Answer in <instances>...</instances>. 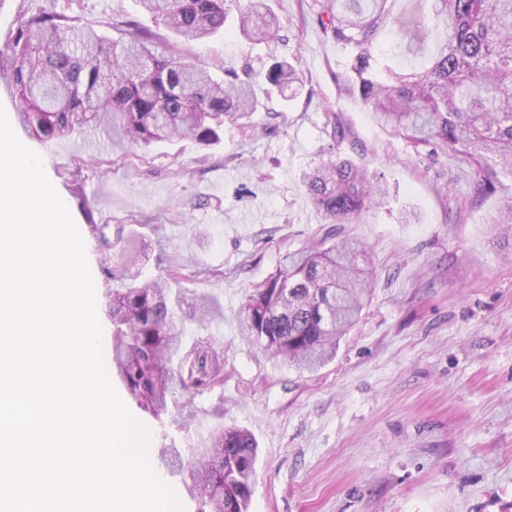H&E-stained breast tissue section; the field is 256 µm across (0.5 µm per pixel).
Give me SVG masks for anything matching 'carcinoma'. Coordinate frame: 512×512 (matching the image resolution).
I'll return each mask as SVG.
<instances>
[{
	"mask_svg": "<svg viewBox=\"0 0 512 512\" xmlns=\"http://www.w3.org/2000/svg\"><path fill=\"white\" fill-rule=\"evenodd\" d=\"M167 28L204 41L224 28L226 0H139ZM307 8L326 39L346 54L335 73L338 90L373 112L416 154L453 151L494 188L488 159L512 168V0H309ZM111 39L57 11L21 17L0 51V79L22 105L18 120L41 142L100 129L112 144L142 150L158 142H221L224 123L252 129L266 108L255 83L285 97L305 86L298 61L276 60L257 74L250 62L224 66V77L168 50L155 51L156 35L136 21L106 23ZM239 30L262 43L279 35L268 0L239 3ZM382 35L407 51H432L421 68H392ZM311 203L330 224L312 247L286 255L276 272L253 286L241 307L243 335L271 358L312 371L336 354L358 320L370 288L365 250L341 238L351 224L381 205L387 189L348 156L320 161L303 173ZM507 228L498 245L512 254V195L491 215ZM141 250L131 249L110 293L112 368L128 395L154 417L169 411L176 389L203 394L224 384V349L198 336L183 350L185 324L212 317L207 299L185 306L162 280L138 281ZM108 279L117 274L102 269ZM257 442L246 430L226 429L191 451L189 466L201 512H247L256 479Z\"/></svg>",
	"mask_w": 512,
	"mask_h": 512,
	"instance_id": "obj_1",
	"label": "carcinoma"
}]
</instances>
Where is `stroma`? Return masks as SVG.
Returning a JSON list of instances; mask_svg holds the SVG:
<instances>
[{
  "instance_id": "obj_1",
  "label": "stroma",
  "mask_w": 512,
  "mask_h": 512,
  "mask_svg": "<svg viewBox=\"0 0 512 512\" xmlns=\"http://www.w3.org/2000/svg\"><path fill=\"white\" fill-rule=\"evenodd\" d=\"M288 36L250 44L234 0L224 28L187 43L142 14L137 0H0V51L22 12L69 9L104 29L132 17L162 47L211 72L251 60L298 58L316 95L284 101L268 92L275 121L225 125L210 149L181 141L117 159L100 130L51 143L15 133L37 152L85 243L95 281L102 350L112 353L111 282L128 240L143 244L146 278L177 273L187 299L207 295L206 333L224 349V385L173 394L176 411L134 417L152 450L188 451L227 427L258 443L248 512H512V262L493 242L491 214L512 195V171L485 193L455 154L417 157L361 103L340 96L333 71L345 56L312 23L306 0H271ZM340 117L357 145L352 158L381 176L380 207L341 227L367 250L370 299L335 358L312 373L265 357L238 329L244 294L283 255L312 246L325 230L302 174L328 158L330 122ZM413 214L402 222L401 211ZM115 230L103 246L95 228Z\"/></svg>"
}]
</instances>
